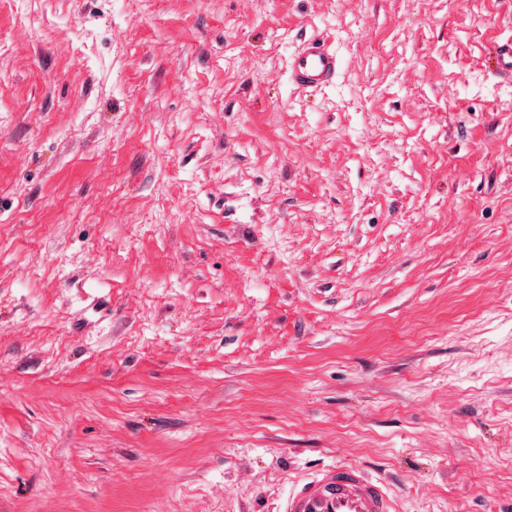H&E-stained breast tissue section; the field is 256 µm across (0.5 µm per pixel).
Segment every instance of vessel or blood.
Wrapping results in <instances>:
<instances>
[{"mask_svg": "<svg viewBox=\"0 0 512 512\" xmlns=\"http://www.w3.org/2000/svg\"><path fill=\"white\" fill-rule=\"evenodd\" d=\"M493 71L512 82V39L493 47ZM339 59L324 42L310 39L290 61V79L306 89H321L336 81ZM286 512H398L382 480L347 464L322 470L312 481L288 496Z\"/></svg>", "mask_w": 512, "mask_h": 512, "instance_id": "1", "label": "vessel or blood"}]
</instances>
